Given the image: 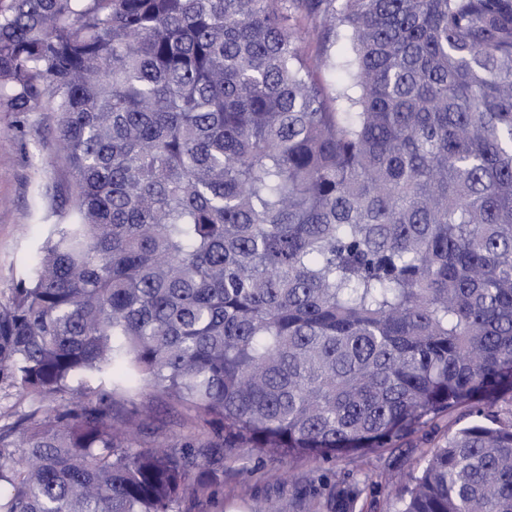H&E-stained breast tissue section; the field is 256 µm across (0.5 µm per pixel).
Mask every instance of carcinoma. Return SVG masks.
<instances>
[{
	"instance_id": "cac0c4a2",
	"label": "carcinoma",
	"mask_w": 512,
	"mask_h": 512,
	"mask_svg": "<svg viewBox=\"0 0 512 512\" xmlns=\"http://www.w3.org/2000/svg\"><path fill=\"white\" fill-rule=\"evenodd\" d=\"M0 109L55 113L74 196L0 303L33 403L0 512H190L226 448H389L475 402L393 512H512V0H0ZM141 384L216 436L140 446Z\"/></svg>"
}]
</instances>
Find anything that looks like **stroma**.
Wrapping results in <instances>:
<instances>
[{"label": "stroma", "instance_id": "1", "mask_svg": "<svg viewBox=\"0 0 512 512\" xmlns=\"http://www.w3.org/2000/svg\"><path fill=\"white\" fill-rule=\"evenodd\" d=\"M56 119L49 112L23 116L0 112V300H6L20 273L29 267L37 242L57 223L53 193L71 181L68 161L55 148ZM117 414L138 412L149 418L137 437L141 446L154 438L181 444L186 437L209 438L214 430L197 413L166 397L142 389L115 391ZM462 407L435 420H424L399 448L300 457L278 462L247 448L224 453L213 462L222 472L204 512H261L266 503L293 501L297 512L335 496L342 480L365 482L354 512H393V477L414 469L449 432L470 423Z\"/></svg>", "mask_w": 512, "mask_h": 512}]
</instances>
